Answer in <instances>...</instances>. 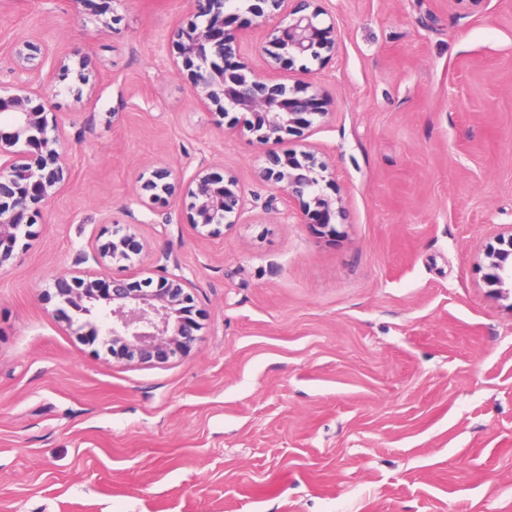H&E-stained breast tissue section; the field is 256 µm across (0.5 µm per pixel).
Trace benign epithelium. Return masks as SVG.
Returning a JSON list of instances; mask_svg holds the SVG:
<instances>
[{"instance_id": "7a95c632", "label": "benign epithelium", "mask_w": 512, "mask_h": 512, "mask_svg": "<svg viewBox=\"0 0 512 512\" xmlns=\"http://www.w3.org/2000/svg\"><path fill=\"white\" fill-rule=\"evenodd\" d=\"M195 2L200 21L177 30L171 40L172 61L191 70L194 95L223 117L242 114V129L265 150L260 178L278 184L288 203L298 204L299 222L325 226L344 215L343 198L333 199L321 188L332 170L307 143L314 118L327 116L322 104L328 92L314 82L299 80L287 87L256 73L243 61L251 34L230 27L240 9L232 0ZM245 12L252 14L256 28L266 31L273 70H290L299 58L323 63L336 54V23L322 19L328 11L315 0H257ZM45 56L49 52L44 44L22 41L10 61L20 86L13 94H0V271L20 244L34 236L32 227L69 179L67 144L58 114L47 102L55 88L28 87L33 78L27 64ZM87 67L83 59L74 69L64 62L58 76L66 79L74 71L78 82L87 85ZM169 176L164 172L143 181V195L152 203L173 196L177 186L167 181ZM183 196L190 199L187 224L201 238L215 235L221 225L242 223L248 210L239 180L202 163L189 177ZM107 234L91 244L90 252L78 254L77 264L91 260L96 268L59 276L53 291L46 292L57 301L53 317L69 327L83 318L89 332L111 341L112 358L118 362H166L188 355L201 329L194 284L166 274L135 281L125 275L101 279L103 270L134 266L132 256L142 251L129 224H113ZM483 256L488 287L498 294L511 291L512 226L494 236Z\"/></svg>"}]
</instances>
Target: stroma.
<instances>
[{
	"instance_id": "obj_1",
	"label": "stroma",
	"mask_w": 512,
	"mask_h": 512,
	"mask_svg": "<svg viewBox=\"0 0 512 512\" xmlns=\"http://www.w3.org/2000/svg\"><path fill=\"white\" fill-rule=\"evenodd\" d=\"M339 49L305 60L330 113L331 228L287 216L261 149L167 54L190 0H0L18 38L87 57L50 100L71 179L0 271V512H512V296L483 248L512 226V0H326ZM235 175L248 220L198 238L139 178ZM192 281L188 357L118 363L45 295L101 236Z\"/></svg>"
}]
</instances>
